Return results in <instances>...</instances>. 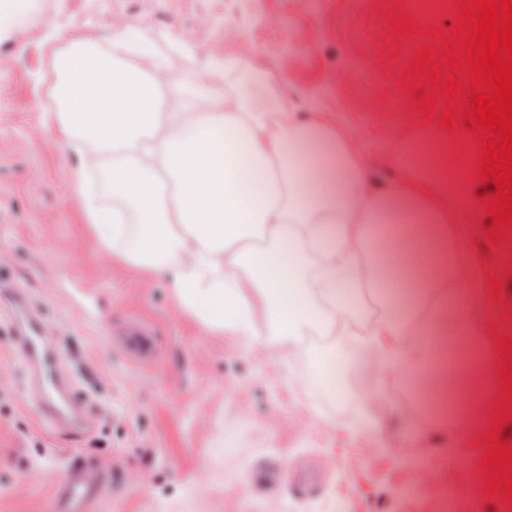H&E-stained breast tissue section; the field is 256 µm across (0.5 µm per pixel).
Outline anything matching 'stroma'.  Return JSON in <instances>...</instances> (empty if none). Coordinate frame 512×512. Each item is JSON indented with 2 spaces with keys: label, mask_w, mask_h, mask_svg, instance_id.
<instances>
[{
  "label": "stroma",
  "mask_w": 512,
  "mask_h": 512,
  "mask_svg": "<svg viewBox=\"0 0 512 512\" xmlns=\"http://www.w3.org/2000/svg\"><path fill=\"white\" fill-rule=\"evenodd\" d=\"M418 0H36L38 18L0 35V512H55L65 464L82 457L105 469L95 512H507L484 493L479 433L454 423L438 439L403 417L415 399L404 377L356 372L350 399L330 396L315 367L327 344L313 340L279 358L247 349L228 332L204 331L167 285L117 256L101 255L69 180L71 152L43 130L53 81L48 40L109 48L120 22L140 28L166 59L173 92L223 84L224 59L276 74L287 100L336 113L380 185L404 176L391 137L420 138L431 125L403 90L417 47L432 44ZM403 5L419 31L403 38L386 20ZM465 238L471 262L458 281L477 287V320H497L488 355L498 384V337L512 335V228L491 245ZM97 289L76 298L64 277ZM500 282V292L489 289ZM45 313L63 365L87 394L94 428L72 445L41 423L3 331L14 291ZM139 319L162 339L147 364L125 359L121 325ZM386 399H377L378 391ZM378 426L360 427V408ZM279 468L271 485L261 474Z\"/></svg>",
  "instance_id": "stroma-1"
}]
</instances>
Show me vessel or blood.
I'll return each instance as SVG.
<instances>
[{"mask_svg":"<svg viewBox=\"0 0 512 512\" xmlns=\"http://www.w3.org/2000/svg\"><path fill=\"white\" fill-rule=\"evenodd\" d=\"M10 326L27 389L40 419L61 434H87L89 424L81 415L84 392L65 371L61 349L49 332L47 318L30 310L19 295L14 299ZM159 346L160 340L153 330L137 320L127 322L122 338V349L127 356L151 359ZM102 488L100 472L74 462L68 477L56 484L54 496L62 507L61 512H91Z\"/></svg>","mask_w":512,"mask_h":512,"instance_id":"b4317fda","label":"vessel or blood"}]
</instances>
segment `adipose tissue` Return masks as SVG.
<instances>
[{"mask_svg":"<svg viewBox=\"0 0 512 512\" xmlns=\"http://www.w3.org/2000/svg\"><path fill=\"white\" fill-rule=\"evenodd\" d=\"M51 65L42 125L77 155L73 186L94 170L112 195L108 210L83 199L102 253L164 281L205 330L282 354L315 336L354 338L383 381L417 366L431 405L422 433L448 410L479 426L497 396L470 355L490 327L476 325L480 297L454 271L468 262L463 231L486 210L473 173L449 185L444 148L428 150L425 169L395 138L406 178L377 186L336 115L288 107L269 71L224 62L230 88L174 103L164 58L131 24L114 29L110 52L72 41ZM386 277L411 303L376 319L364 291Z\"/></svg>","mask_w":512,"mask_h":512,"instance_id":"1","label":"adipose tissue"}]
</instances>
